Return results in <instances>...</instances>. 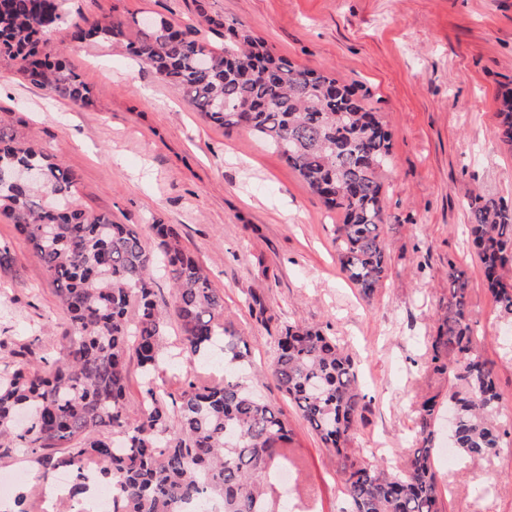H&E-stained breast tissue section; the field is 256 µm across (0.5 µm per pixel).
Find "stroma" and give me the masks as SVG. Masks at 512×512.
Segmentation results:
<instances>
[{
  "label": "stroma",
  "mask_w": 512,
  "mask_h": 512,
  "mask_svg": "<svg viewBox=\"0 0 512 512\" xmlns=\"http://www.w3.org/2000/svg\"><path fill=\"white\" fill-rule=\"evenodd\" d=\"M295 64L357 84L393 136L386 172L388 273L371 297L336 261V213L281 156L247 129L224 130L183 94L110 43H78L67 25L49 36L89 88V106L35 87L0 58V117L73 171L85 209L135 225L147 247L153 223L177 225L186 248L224 294L225 319L246 336V368L263 398L283 410L303 461L291 472V512H347L335 454L311 431L266 372L287 324L320 327L359 369L366 408L349 444L353 456L405 469L418 446L417 410L446 401L452 379L426 362L448 303V267L469 277L478 347L494 363L501 394L497 455L450 453L434 444L443 512H512V318L488 291L463 229L464 203L481 193L512 207V149L498 141L499 98L512 87V0H205ZM195 0H65L68 18L121 17L129 38L149 15L173 23ZM0 242L14 269L0 272V358L9 366L53 361L66 315L30 245L0 217ZM230 357L165 365L177 391L194 374L221 380ZM0 475L44 512L51 480L32 457L0 448Z\"/></svg>",
  "instance_id": "obj_1"
}]
</instances>
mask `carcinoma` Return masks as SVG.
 <instances>
[{
  "instance_id": "obj_1",
  "label": "carcinoma",
  "mask_w": 512,
  "mask_h": 512,
  "mask_svg": "<svg viewBox=\"0 0 512 512\" xmlns=\"http://www.w3.org/2000/svg\"><path fill=\"white\" fill-rule=\"evenodd\" d=\"M64 21L62 0H0V57L14 62L30 84L85 106L89 89L48 48V36ZM203 29L224 30V43L198 39ZM71 38L123 44L127 55L178 88L210 122L249 129L267 142L339 214L336 256L347 279L366 297L381 286L391 133L353 85L295 65L211 16L202 2L188 22L162 18L134 40L114 17L76 23ZM499 116L498 138L512 146V93L503 97ZM23 167L39 169L40 182L13 180L11 173ZM75 190L73 172L33 145L17 146L10 127L0 123V212L32 247L67 317L62 352L48 367L19 365L0 375V447L25 449L46 479L68 470V496L77 501L91 487L85 461H102L98 478L111 479L112 512H181L200 498L220 502L223 512H286L288 490L275 487L269 469L276 461L297 470L302 465L290 448L284 412L235 370L217 382L196 377L176 396L157 382L173 318L186 359L205 356L217 336L232 359L248 356L247 341L226 325L224 296L185 250L174 225H150L156 240L151 250L133 225L82 208ZM465 208L487 288L501 312L512 316V279L506 277L512 208L479 193ZM158 266L174 291L170 310L155 299ZM473 336L468 281L450 263L448 305L427 368L458 386L448 393L455 447L489 457L501 448L493 424L500 394L494 365ZM130 352L143 372L139 417L125 400ZM269 376L336 453L348 512H441L436 398L418 408L421 446L400 472L348 453L365 395L353 358L335 339L316 327H284L274 341Z\"/></svg>"
}]
</instances>
